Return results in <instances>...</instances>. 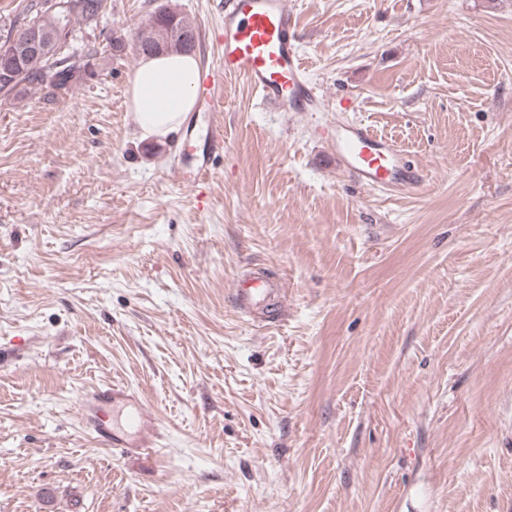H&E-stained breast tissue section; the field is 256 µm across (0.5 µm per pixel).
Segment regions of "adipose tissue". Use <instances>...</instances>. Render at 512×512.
Listing matches in <instances>:
<instances>
[{
    "label": "adipose tissue",
    "instance_id": "1",
    "mask_svg": "<svg viewBox=\"0 0 512 512\" xmlns=\"http://www.w3.org/2000/svg\"><path fill=\"white\" fill-rule=\"evenodd\" d=\"M195 55L144 57L129 84L131 109L142 137L162 139L176 130L195 105Z\"/></svg>",
    "mask_w": 512,
    "mask_h": 512
}]
</instances>
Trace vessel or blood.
<instances>
[{
    "label": "vessel or blood",
    "instance_id": "obj_1",
    "mask_svg": "<svg viewBox=\"0 0 512 512\" xmlns=\"http://www.w3.org/2000/svg\"><path fill=\"white\" fill-rule=\"evenodd\" d=\"M216 63L202 67L200 87L209 110L207 147L187 182L200 184L213 172L212 158L224 151V77L244 78L262 101L274 111L319 112L323 100L308 78L298 48L297 16L288 0H224V22L214 38ZM339 169L365 187H389L415 191L426 174L407 160L391 140L370 125L339 120L324 125ZM284 287L263 278L237 281L232 293L238 309L263 305ZM77 414L83 426L105 448L128 453L157 447L160 424L144 398L125 385L93 387L79 393ZM111 406L112 421L101 419L103 406Z\"/></svg>",
    "mask_w": 512,
    "mask_h": 512
}]
</instances>
